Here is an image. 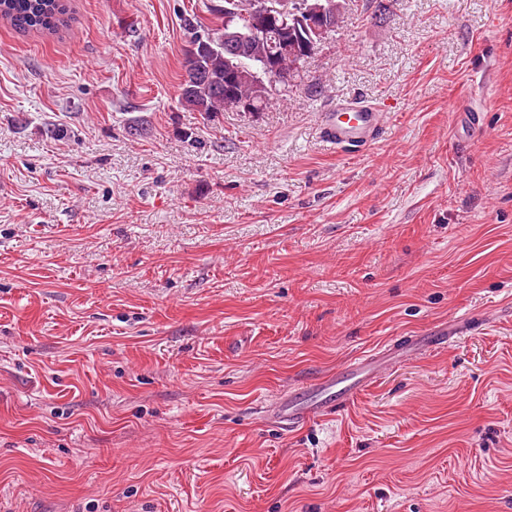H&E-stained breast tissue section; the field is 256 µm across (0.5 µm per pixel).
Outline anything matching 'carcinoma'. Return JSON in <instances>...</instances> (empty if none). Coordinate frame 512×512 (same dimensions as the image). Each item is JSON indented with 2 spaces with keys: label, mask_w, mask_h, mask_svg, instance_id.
Segmentation results:
<instances>
[{
  "label": "carcinoma",
  "mask_w": 512,
  "mask_h": 512,
  "mask_svg": "<svg viewBox=\"0 0 512 512\" xmlns=\"http://www.w3.org/2000/svg\"><path fill=\"white\" fill-rule=\"evenodd\" d=\"M253 0H224V6L212 13L218 24L210 28L196 18L184 19L190 30H201L211 42L198 45L187 55L185 74L179 85L181 101L188 107L213 118L228 110L232 95L255 94L256 71L265 59L278 54L279 37L253 36L249 16ZM72 16L68 0H0V21L18 33L31 31L55 35L70 27ZM232 36L240 52L230 56L224 50L223 37ZM280 55V54H278ZM298 58L280 55V65L292 68Z\"/></svg>",
  "instance_id": "carcinoma-1"
}]
</instances>
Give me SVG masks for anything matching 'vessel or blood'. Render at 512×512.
<instances>
[{
	"mask_svg": "<svg viewBox=\"0 0 512 512\" xmlns=\"http://www.w3.org/2000/svg\"><path fill=\"white\" fill-rule=\"evenodd\" d=\"M321 127L325 140L337 151L359 152L382 137L387 117L364 101L346 99L338 101L334 112L322 117ZM472 323V317L464 316L441 325L437 334L429 337L428 343L447 345L452 337L470 331ZM379 360L372 357L356 359L315 385L311 393L290 397L280 409L283 424L294 427L313 421L336 404L353 399L376 378Z\"/></svg>",
	"mask_w": 512,
	"mask_h": 512,
	"instance_id": "obj_1",
	"label": "vessel or blood"
}]
</instances>
